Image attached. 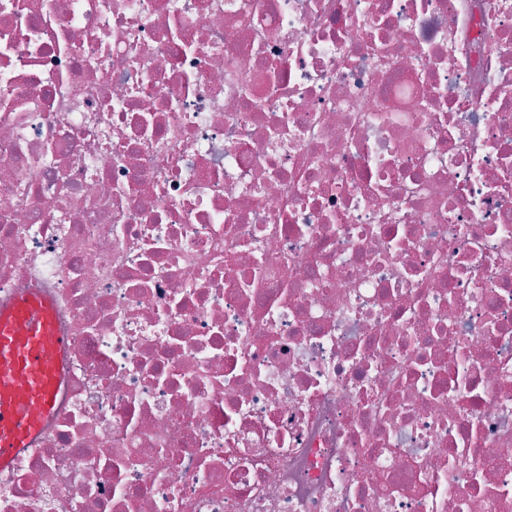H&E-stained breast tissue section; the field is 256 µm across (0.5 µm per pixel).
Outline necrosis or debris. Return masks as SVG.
<instances>
[{
  "mask_svg": "<svg viewBox=\"0 0 512 512\" xmlns=\"http://www.w3.org/2000/svg\"><path fill=\"white\" fill-rule=\"evenodd\" d=\"M30 288L0 512H512V0H0ZM68 348L51 301L38 292L17 295L0 308V470L33 449L52 416Z\"/></svg>",
  "mask_w": 512,
  "mask_h": 512,
  "instance_id": "obj_1",
  "label": "necrosis or debris"
}]
</instances>
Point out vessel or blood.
<instances>
[{
    "label": "vessel or blood",
    "mask_w": 512,
    "mask_h": 512,
    "mask_svg": "<svg viewBox=\"0 0 512 512\" xmlns=\"http://www.w3.org/2000/svg\"><path fill=\"white\" fill-rule=\"evenodd\" d=\"M68 348L48 298L32 291L0 307V470L29 452L52 416Z\"/></svg>",
    "instance_id": "b4317fda"
}]
</instances>
